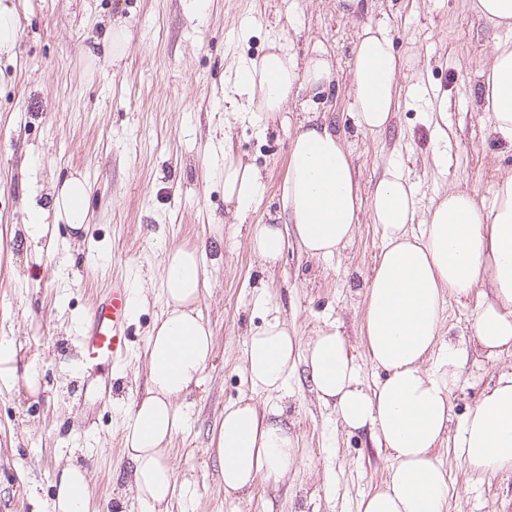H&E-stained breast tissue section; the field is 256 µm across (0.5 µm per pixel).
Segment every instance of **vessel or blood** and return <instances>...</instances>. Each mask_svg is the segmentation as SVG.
Returning a JSON list of instances; mask_svg holds the SVG:
<instances>
[{
	"label": "vessel or blood",
	"mask_w": 512,
	"mask_h": 512,
	"mask_svg": "<svg viewBox=\"0 0 512 512\" xmlns=\"http://www.w3.org/2000/svg\"><path fill=\"white\" fill-rule=\"evenodd\" d=\"M130 311L128 286L114 282L111 291L92 305L81 336L83 387L103 399L112 392L113 373L127 364Z\"/></svg>",
	"instance_id": "vessel-or-blood-1"
}]
</instances>
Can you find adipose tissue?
Wrapping results in <instances>:
<instances>
[{
	"label": "adipose tissue",
	"instance_id": "adipose-tissue-1",
	"mask_svg": "<svg viewBox=\"0 0 512 512\" xmlns=\"http://www.w3.org/2000/svg\"><path fill=\"white\" fill-rule=\"evenodd\" d=\"M401 66L382 29L365 25L353 58L349 90L358 125L385 132L399 107ZM333 78L324 53L299 61L290 43L271 40L258 59L238 67L235 92L243 112L264 119L285 112L289 97L314 95ZM493 133L512 144V42L497 43L482 95ZM224 202L237 218L257 206L263 177L252 164L224 155ZM90 186L83 176L54 186L51 208L27 205L28 235L51 232L46 212L77 229L88 222ZM284 223L305 252L327 258L353 238L361 211L382 234L383 246L367 283L361 339L383 378L366 383L339 324L301 342L280 316L267 319L245 343L242 369L253 387L285 391L304 367L318 400L351 431H367L388 451L384 485L363 497L358 512H447L448 471L434 450L452 441L459 460L476 474L512 472V372L500 374L451 431V395L470 348L492 358L512 350V174L489 195L455 189L421 207L401 168L389 165L370 201H363L341 135L328 121L299 123L291 138L281 185ZM205 246L168 248L162 268L165 310L149 331L145 362L149 389L126 409V478L146 512H169L177 479L166 447L187 425L181 406L213 355V333L198 308L205 286ZM479 291L471 324L473 347L445 339V295ZM224 478L225 498L257 479L286 482L299 459L296 435L277 405L242 400L226 406L210 440ZM53 512H102L92 500L82 465L62 468Z\"/></svg>",
	"mask_w": 512,
	"mask_h": 512
}]
</instances>
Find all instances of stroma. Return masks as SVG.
Segmentation results:
<instances>
[{"instance_id": "35a3bbf8", "label": "stroma", "mask_w": 512, "mask_h": 512, "mask_svg": "<svg viewBox=\"0 0 512 512\" xmlns=\"http://www.w3.org/2000/svg\"><path fill=\"white\" fill-rule=\"evenodd\" d=\"M5 2L17 12L20 36L14 55L0 56V340L20 355L11 366L16 381L32 362L40 389L26 399L0 390V512H52L57 475L70 462L87 467L94 499L111 512H145L118 478L125 409L146 391V339L164 309V252L200 243L207 286L199 308L214 353L185 400L187 426L169 445L182 486L172 512H358L361 498L384 484L388 453L343 429L304 372L278 401L301 448L288 483L261 480L226 502L207 447L225 406L267 399L240 369L246 339L266 317H285L304 342L339 323L364 358L365 284L382 236L365 217L334 256L311 257L291 239L271 269L248 238L256 225L274 223L292 127L313 115L343 137L362 196L392 160L422 206L454 187L487 193L512 173V146L492 133L481 110L482 72L494 42L512 40V30L478 18L471 0H366L355 17L342 15L337 0ZM367 23L390 37L406 90L382 136L358 128L348 93ZM116 25L127 31L117 64L98 45ZM280 36L299 59L327 52L335 77L316 97L289 99V125L264 126L238 112L232 84L240 61L261 56ZM228 140L266 185L242 222L227 213L224 179L208 168ZM77 174L92 189L86 229L61 224L52 238L31 241L24 199L49 205L52 183ZM116 280L147 301L132 310L128 367L102 404L82 391L79 337L96 298ZM477 302L474 294L446 298L443 335L471 342ZM507 371L511 351L471 355L453 394L455 420ZM435 454L450 478L448 512H512V474L471 473L448 443Z\"/></svg>"}]
</instances>
